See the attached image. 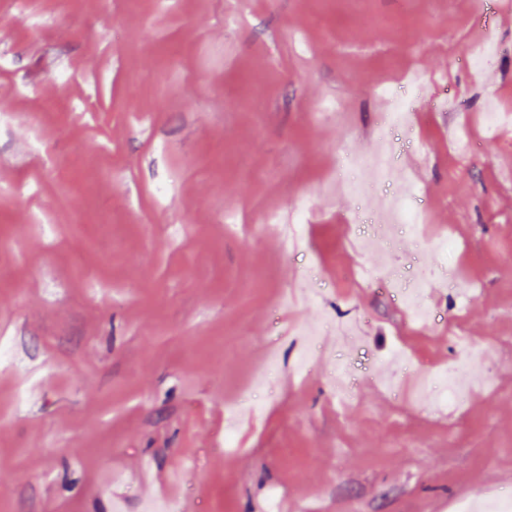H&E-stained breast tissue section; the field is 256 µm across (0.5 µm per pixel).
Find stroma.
<instances>
[{
  "label": "stroma",
  "instance_id": "1",
  "mask_svg": "<svg viewBox=\"0 0 512 512\" xmlns=\"http://www.w3.org/2000/svg\"><path fill=\"white\" fill-rule=\"evenodd\" d=\"M0 0V512H151L144 467L194 512H455L512 495V19L473 32L471 0ZM492 39L493 77L465 62ZM420 71L409 116L425 233L384 255L349 242L383 195L338 193ZM326 98L337 116L313 118ZM311 208L304 252L261 231ZM239 225L229 229L225 216ZM453 247L442 254L432 239ZM414 265L447 317L411 327L357 265ZM357 324L352 399L332 381ZM318 362L287 380L292 327ZM461 327L490 370L453 408L412 391L455 363ZM412 360L386 369L397 339ZM241 451L222 445L224 413Z\"/></svg>",
  "mask_w": 512,
  "mask_h": 512
}]
</instances>
